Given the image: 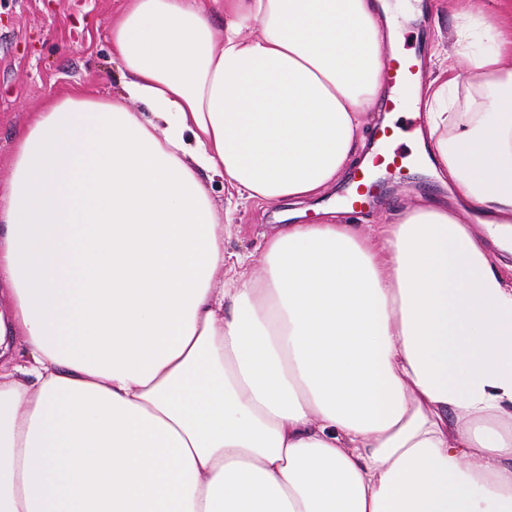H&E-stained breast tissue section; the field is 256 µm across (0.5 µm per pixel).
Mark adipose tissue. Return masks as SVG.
I'll return each mask as SVG.
<instances>
[{"instance_id":"ef3b65f1","label":"adipose tissue","mask_w":512,"mask_h":512,"mask_svg":"<svg viewBox=\"0 0 512 512\" xmlns=\"http://www.w3.org/2000/svg\"><path fill=\"white\" fill-rule=\"evenodd\" d=\"M455 19L413 98L462 203L229 259L209 180L274 204L365 165L392 31L373 0H121L120 92L44 102L0 185V512H512V275L468 223L512 233V33Z\"/></svg>"}]
</instances>
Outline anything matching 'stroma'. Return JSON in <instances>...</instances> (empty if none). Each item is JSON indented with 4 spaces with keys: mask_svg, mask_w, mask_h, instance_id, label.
Segmentation results:
<instances>
[{
    "mask_svg": "<svg viewBox=\"0 0 512 512\" xmlns=\"http://www.w3.org/2000/svg\"><path fill=\"white\" fill-rule=\"evenodd\" d=\"M379 12L392 17L396 45L390 55L411 58L430 73L435 56L450 50L460 0H376ZM118 0H0V182L10 175L8 159L16 131L46 99L71 87H86L111 97L120 89L112 61L108 29ZM399 131L393 147L405 161L399 173L378 172L382 189L374 204L357 214L361 224H379L406 205L420 201L453 202L448 188L421 160L418 131L425 126L423 110L393 112ZM322 204L292 217L284 205L239 201L232 224L224 228L225 254L255 251L263 234L292 221L318 223Z\"/></svg>",
    "mask_w": 512,
    "mask_h": 512,
    "instance_id": "35a3bbf8",
    "label": "stroma"
}]
</instances>
